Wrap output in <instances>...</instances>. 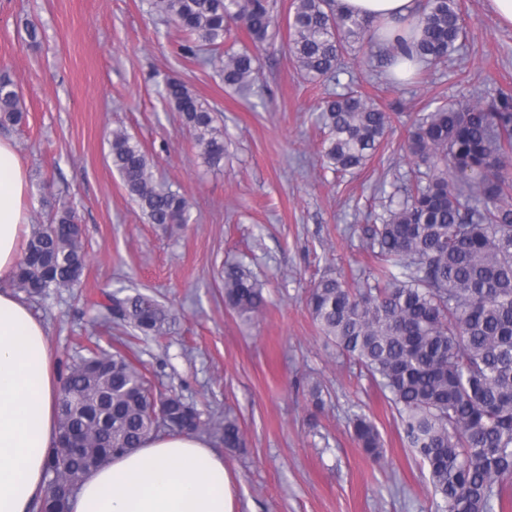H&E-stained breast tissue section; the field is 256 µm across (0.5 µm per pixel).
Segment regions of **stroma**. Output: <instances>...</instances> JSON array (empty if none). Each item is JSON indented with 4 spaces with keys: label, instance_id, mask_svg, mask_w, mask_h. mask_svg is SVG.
<instances>
[{
    "label": "stroma",
    "instance_id": "obj_1",
    "mask_svg": "<svg viewBox=\"0 0 512 512\" xmlns=\"http://www.w3.org/2000/svg\"><path fill=\"white\" fill-rule=\"evenodd\" d=\"M269 2L281 27L241 97L216 66L182 55L185 33L151 0H0V73L26 111L0 137L28 174L34 220L74 209L88 254L77 287L26 302L47 325L58 367L122 341L158 391L181 394L203 415L235 417L245 448H212L224 456L237 512H434L428 467L408 447L394 406L358 366L332 357L305 301L326 276L365 286L376 266L366 230L408 169L399 142L428 106L512 88V28L499 25L489 0H460L465 47L404 86L347 54L341 88L381 104L393 133L365 168L339 176L320 155L326 86L305 79L288 54L291 0ZM169 77L216 113L221 166L205 163L164 98ZM116 130L140 144L156 182L189 200L187 223H148L130 200L109 158ZM232 266L264 285L267 306L254 322L224 306ZM135 293L167 310L161 335L104 319L107 295ZM315 381L321 410L309 395ZM358 410L381 434L380 461L352 436L348 418Z\"/></svg>",
    "mask_w": 512,
    "mask_h": 512
}]
</instances>
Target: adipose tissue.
<instances>
[{"instance_id": "obj_1", "label": "adipose tissue", "mask_w": 512, "mask_h": 512, "mask_svg": "<svg viewBox=\"0 0 512 512\" xmlns=\"http://www.w3.org/2000/svg\"><path fill=\"white\" fill-rule=\"evenodd\" d=\"M385 33L412 20L418 0H336ZM26 172L0 139V512H29L46 489L44 462L58 437L61 382L43 323L9 287L29 215ZM70 512H235L224 460L197 436L153 434L89 473Z\"/></svg>"}]
</instances>
